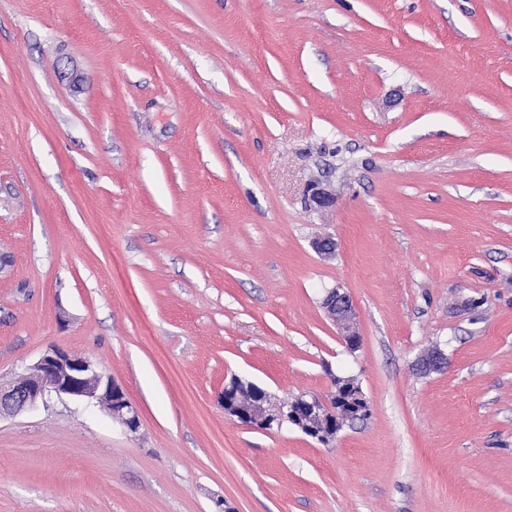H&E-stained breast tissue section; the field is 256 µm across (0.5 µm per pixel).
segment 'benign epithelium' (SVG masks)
I'll return each mask as SVG.
<instances>
[{"instance_id":"benign-epithelium-1","label":"benign epithelium","mask_w":512,"mask_h":512,"mask_svg":"<svg viewBox=\"0 0 512 512\" xmlns=\"http://www.w3.org/2000/svg\"><path fill=\"white\" fill-rule=\"evenodd\" d=\"M323 305L345 343L350 347L358 346L360 335L349 295L334 288L326 295ZM445 364V354L436 348L419 358L416 366L427 374L441 370ZM251 390L254 400L245 403L235 388L224 386V414L260 429H269L286 420L306 436L322 443L335 438L344 427V421L330 400L301 396L286 407L274 402L265 389L255 384L251 385ZM343 394L342 401L350 410L349 418L363 419L368 414L369 404L360 386L350 379L343 383ZM52 397L96 404L120 419L127 431L135 433L139 429L137 409L123 389L114 384L95 361L56 347L46 349L10 386L0 385V416L35 409Z\"/></svg>"}]
</instances>
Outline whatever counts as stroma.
<instances>
[{
	"instance_id": "stroma-1",
	"label": "stroma",
	"mask_w": 512,
	"mask_h": 512,
	"mask_svg": "<svg viewBox=\"0 0 512 512\" xmlns=\"http://www.w3.org/2000/svg\"><path fill=\"white\" fill-rule=\"evenodd\" d=\"M51 346L140 428L0 418V512H512V0H0V383ZM323 305L345 343L350 347H357L360 343V335L357 329L356 313L349 295L341 288H333L326 295ZM342 402L350 410L349 418L363 419L369 411V404L360 386L352 379L343 383ZM254 396L250 403L240 399L238 391L225 385L223 393L224 414L236 417L242 423L260 429H269L274 424L287 420L306 436L319 442H327L343 429L332 400L323 401L319 397H299L294 404L281 405L272 400L271 395L256 384L249 383Z\"/></svg>"
}]
</instances>
